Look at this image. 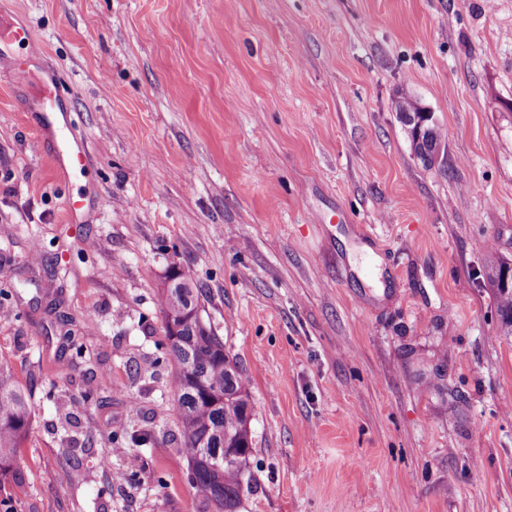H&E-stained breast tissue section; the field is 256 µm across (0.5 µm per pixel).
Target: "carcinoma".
Listing matches in <instances>:
<instances>
[{"mask_svg": "<svg viewBox=\"0 0 512 512\" xmlns=\"http://www.w3.org/2000/svg\"><path fill=\"white\" fill-rule=\"evenodd\" d=\"M394 108L408 127L415 154L424 164H431L445 139L444 131L433 124L417 135L421 106L409 92L397 97ZM510 268L507 264L499 266L493 285L504 332L512 335V283L503 282V273ZM172 269L177 286L162 289L158 297L164 340L155 343L154 363L169 365L175 372L174 402L181 425L182 454L187 461L185 476L195 499L211 512H238L251 452L249 379L224 353V340L211 323L203 318L180 317L187 310L201 309L204 289L190 270L177 265ZM171 322L179 327L175 336ZM30 423V396L19 384L13 362L0 356V512H14L10 499L3 496V484L14 474L16 456ZM151 440L147 431H114L104 454L111 458L114 448H142ZM226 446L234 449L227 462L222 459Z\"/></svg>", "mask_w": 512, "mask_h": 512, "instance_id": "cac0c4a2", "label": "carcinoma"}]
</instances>
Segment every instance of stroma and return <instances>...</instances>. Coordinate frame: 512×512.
<instances>
[{"label":"stroma","instance_id":"stroma-1","mask_svg":"<svg viewBox=\"0 0 512 512\" xmlns=\"http://www.w3.org/2000/svg\"><path fill=\"white\" fill-rule=\"evenodd\" d=\"M0 355L30 396L16 512H199L171 265L249 378L239 512H512V0H0ZM68 90L53 164L41 82ZM446 134L416 157L393 101ZM88 205L70 223L69 197ZM370 246L379 262H354ZM97 325L72 357L64 338ZM109 376L111 398L84 394ZM56 396L44 398L47 387ZM137 397L138 412L128 401ZM147 430L113 482L112 431ZM0 40L3 43H17L23 46L25 57L37 55L40 52L38 45L32 40L26 28L18 27L6 21L0 15ZM89 156L87 145L84 142L69 143L65 151L55 158V162L61 167L75 169L86 166ZM505 270H511V267L508 264L499 266L493 278V285L496 288L495 298L502 317L504 332L512 335V283L503 282L502 277Z\"/></svg>","mask_w":512,"mask_h":512}]
</instances>
